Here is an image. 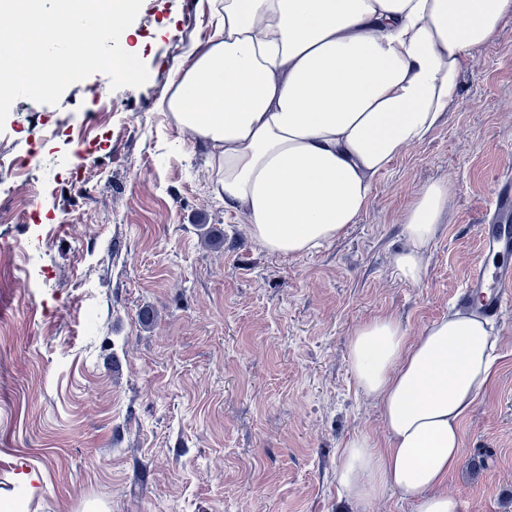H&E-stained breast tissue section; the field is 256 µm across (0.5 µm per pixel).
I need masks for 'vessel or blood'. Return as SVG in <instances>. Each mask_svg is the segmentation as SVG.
Wrapping results in <instances>:
<instances>
[{"instance_id":"obj_1","label":"vessel or blood","mask_w":512,"mask_h":512,"mask_svg":"<svg viewBox=\"0 0 512 512\" xmlns=\"http://www.w3.org/2000/svg\"><path fill=\"white\" fill-rule=\"evenodd\" d=\"M493 218L479 225L478 234L485 252L499 256L494 270L479 267L467 281L466 298H479L484 312L499 316L512 307V178L498 185L493 202Z\"/></svg>"}]
</instances>
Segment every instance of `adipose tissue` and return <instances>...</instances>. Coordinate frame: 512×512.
<instances>
[{
  "label": "adipose tissue",
  "mask_w": 512,
  "mask_h": 512,
  "mask_svg": "<svg viewBox=\"0 0 512 512\" xmlns=\"http://www.w3.org/2000/svg\"><path fill=\"white\" fill-rule=\"evenodd\" d=\"M212 33L172 72L161 103L210 152L225 209L272 255H302L343 236L375 177L425 140L458 98L474 49L491 42L512 0H212ZM448 203L421 188L393 258L409 283ZM498 339L464 310L409 336L381 316L359 326L348 361L378 400L388 440L346 442L340 495L386 490L416 512H457L444 491L460 459L461 422L493 377Z\"/></svg>",
  "instance_id": "obj_1"
}]
</instances>
